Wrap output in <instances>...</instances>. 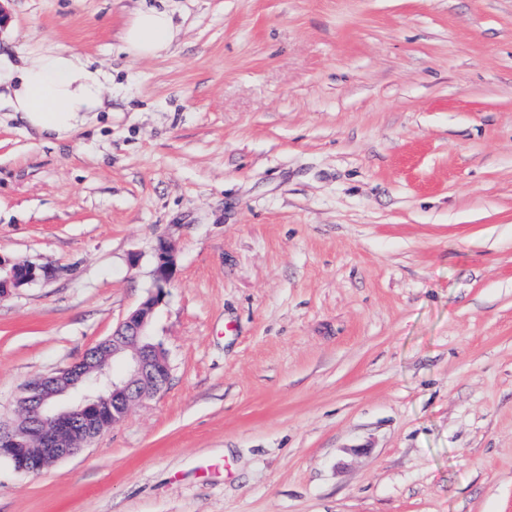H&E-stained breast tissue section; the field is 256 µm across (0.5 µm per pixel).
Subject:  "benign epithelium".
Returning a JSON list of instances; mask_svg holds the SVG:
<instances>
[{
  "instance_id": "obj_1",
  "label": "benign epithelium",
  "mask_w": 512,
  "mask_h": 512,
  "mask_svg": "<svg viewBox=\"0 0 512 512\" xmlns=\"http://www.w3.org/2000/svg\"><path fill=\"white\" fill-rule=\"evenodd\" d=\"M3 268L0 296L53 274L49 265H8L0 259ZM174 272V257L161 241L153 270L155 291L80 360L25 385L16 401L17 420L0 425V458L16 472L38 474L77 455L123 420L135 403L166 390L169 358L148 328Z\"/></svg>"
}]
</instances>
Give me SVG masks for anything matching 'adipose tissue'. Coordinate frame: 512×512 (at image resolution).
I'll return each instance as SVG.
<instances>
[{"instance_id":"ef3b65f1","label":"adipose tissue","mask_w":512,"mask_h":512,"mask_svg":"<svg viewBox=\"0 0 512 512\" xmlns=\"http://www.w3.org/2000/svg\"><path fill=\"white\" fill-rule=\"evenodd\" d=\"M176 30L168 11H139L123 34L127 53L151 57L168 50ZM106 74L70 48L60 47L23 65L0 62V107L41 137L63 139L103 108Z\"/></svg>"}]
</instances>
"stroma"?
<instances>
[{
	"label": "stroma",
	"mask_w": 512,
	"mask_h": 512,
	"mask_svg": "<svg viewBox=\"0 0 512 512\" xmlns=\"http://www.w3.org/2000/svg\"><path fill=\"white\" fill-rule=\"evenodd\" d=\"M104 110H0V424L138 308L166 390L0 512H512V0H7ZM167 10L168 51L121 32ZM8 265L5 275L2 276V269L7 264L0 259V296L24 288L37 279H49L53 274V268L49 265L35 266L21 262L9 263Z\"/></svg>",
	"instance_id": "1"
}]
</instances>
